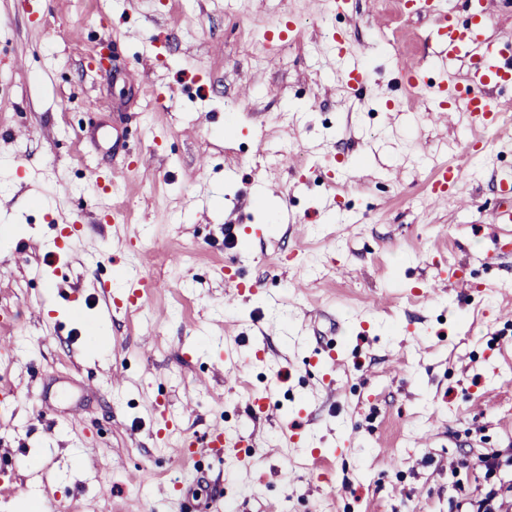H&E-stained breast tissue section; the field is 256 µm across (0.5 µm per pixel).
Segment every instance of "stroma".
Instances as JSON below:
<instances>
[{"mask_svg": "<svg viewBox=\"0 0 512 512\" xmlns=\"http://www.w3.org/2000/svg\"><path fill=\"white\" fill-rule=\"evenodd\" d=\"M287 19L300 37L271 48ZM429 27L398 0H0V512H472L512 487V253L490 226L512 155L465 154L468 123L401 90L405 57L467 71ZM443 162L462 176L436 206ZM230 274L257 291L226 302ZM160 407L250 446L176 466ZM491 451L496 472L470 467ZM345 65L343 68V82L353 91L361 90L369 81V72L364 67L358 53L352 49L345 51Z\"/></svg>", "mask_w": 512, "mask_h": 512, "instance_id": "stroma-1", "label": "stroma"}]
</instances>
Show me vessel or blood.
Here are the masks:
<instances>
[{"mask_svg":"<svg viewBox=\"0 0 512 512\" xmlns=\"http://www.w3.org/2000/svg\"><path fill=\"white\" fill-rule=\"evenodd\" d=\"M408 12L431 18L432 25L427 33L429 41L440 49L439 56L452 60L465 55L469 66L463 80H441L429 87L424 98L441 119H454L465 115L474 131V137L467 144L468 150L482 146V134L498 126L506 104L499 91L512 86V42L504 44L487 40L484 30L491 21L483 5H475L468 20L456 22L444 0H407ZM343 68V82L351 90H361L369 80V73L353 50H346ZM460 170L457 167L440 164L434 169L429 198L440 203L447 198L458 182ZM246 442L242 433H231L219 427L212 428L203 438L185 436L176 442L171 458L179 466L191 464L198 448L216 456H229L238 452Z\"/></svg>","mask_w":512,"mask_h":512,"instance_id":"1","label":"vessel or blood"}]
</instances>
